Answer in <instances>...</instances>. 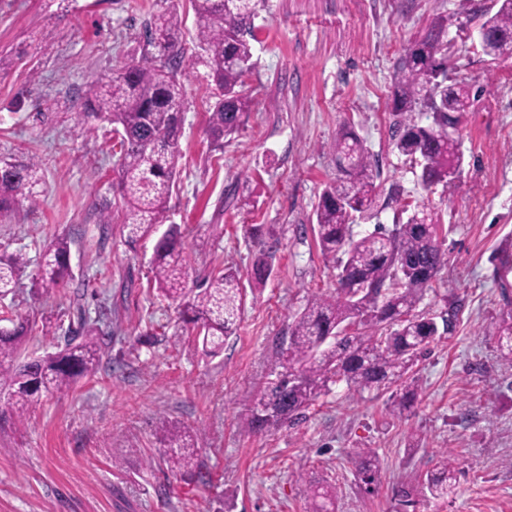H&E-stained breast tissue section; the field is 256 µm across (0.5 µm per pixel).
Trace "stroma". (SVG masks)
I'll return each mask as SVG.
<instances>
[{
	"instance_id": "1",
	"label": "stroma",
	"mask_w": 512,
	"mask_h": 512,
	"mask_svg": "<svg viewBox=\"0 0 512 512\" xmlns=\"http://www.w3.org/2000/svg\"><path fill=\"white\" fill-rule=\"evenodd\" d=\"M170 6L0 0V159L32 160L44 173L38 206L0 223V252L36 264L65 236L72 271L66 287L47 291L24 273L0 301V320L50 318L54 335L36 328L24 344L34 357L63 345L82 314L112 336L93 377L42 394L20 418L0 401V512H310L318 481L335 486L334 512H512V368L494 337L507 305L492 278L495 256L512 245V60L482 51L493 0H265L245 85L252 113L220 151L205 135L215 86L194 12L180 0L187 103L168 221L185 230L189 282L231 266L248 289L237 329L214 357L158 295L154 239L132 243L122 231L111 124L94 122L85 135L74 123L87 83L140 58L148 22ZM440 20L450 79L480 90L461 119L460 178L426 196L447 263L419 308L447 295L460 309L455 331L414 366L419 399L409 418L392 415L394 389L357 395L340 384L295 424L244 433L290 316L336 287L312 230L318 195L339 174L336 139L354 130L378 164L381 192L402 188L377 218L357 219L355 232L406 220V206L424 197L417 165L392 148L390 91L408 48ZM263 251L273 272L253 292L252 260ZM162 416L197 432L203 475L167 472ZM359 448L379 459L369 486L356 476ZM445 455L457 483L435 498L423 482Z\"/></svg>"
}]
</instances>
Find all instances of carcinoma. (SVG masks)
Here are the masks:
<instances>
[{
    "label": "carcinoma",
    "instance_id": "cac0c4a2",
    "mask_svg": "<svg viewBox=\"0 0 512 512\" xmlns=\"http://www.w3.org/2000/svg\"><path fill=\"white\" fill-rule=\"evenodd\" d=\"M497 10L482 27L491 35L482 39L485 55L512 58V0H494ZM196 17L197 38L218 94L209 118L208 141L215 149L244 129L251 99L243 91L253 68L252 46L257 0H189ZM183 23L177 7L157 14L146 29L149 54L103 74L85 90L83 111L76 124L107 122L123 134L117 142L118 186L125 205L124 228L135 242L162 225L167 229L154 246L151 273L162 295L177 303L181 318L196 330L206 354L215 356L233 335L244 307L245 292L237 271L228 267L188 287L185 280L183 235L178 224H166L171 192L180 156V123L186 94L178 77L184 51L176 32ZM445 27H433L415 42L394 77L392 112L396 122L392 146L419 165L417 185L426 193L436 186L451 189L461 176L464 155L458 138L448 136L463 114L470 111L479 89L466 81L448 82ZM422 111L429 123L420 125L412 114ZM336 161L341 176L328 183L315 207V230L321 253L336 265V293L314 296L288 325V339L275 354V378L266 382L241 422L243 431L258 433L299 419L303 411L340 383L363 394L396 386L392 412H412L419 388L413 367L435 339L453 334L458 307L441 298L437 314L417 311L431 282L445 263L439 224L425 204H418L401 224L378 225L363 236L354 233L356 215L378 212L377 166L363 141L354 134L336 140ZM43 173L34 161L0 160V218L15 214L22 204L36 208L43 192ZM70 246L66 237L52 240L39 263L37 285L46 290L64 283ZM494 274L503 296L512 293V250L495 258ZM30 260L16 252L0 257V298L12 294ZM271 273V261L262 254L254 263V281L261 285ZM88 326L80 317L79 329L58 352L20 359L30 328L23 321L11 330L0 329V392L11 410L21 415L43 392L68 388L93 375L102 344L91 334L79 337ZM497 351L512 367V311L496 326ZM167 442L162 455L173 474L201 469L195 437L161 420ZM357 476L369 486L378 471V458L362 448ZM457 482L455 463L448 456L426 476L425 488L443 497ZM312 512H330L336 487L327 482L310 486Z\"/></svg>",
    "mask_w": 512,
    "mask_h": 512
}]
</instances>
